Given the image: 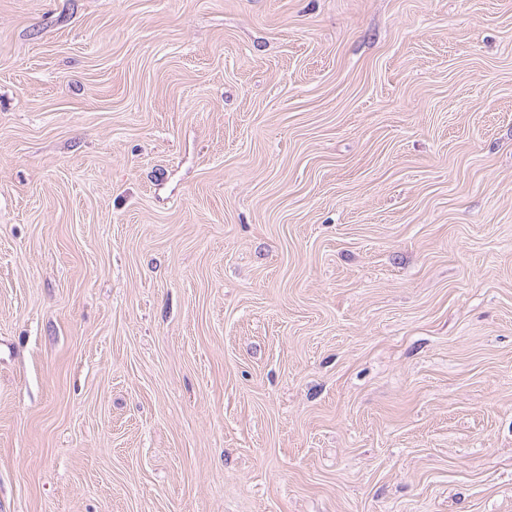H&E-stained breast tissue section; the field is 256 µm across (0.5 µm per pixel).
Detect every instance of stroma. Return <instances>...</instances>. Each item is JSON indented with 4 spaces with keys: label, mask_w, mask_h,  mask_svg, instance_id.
Here are the masks:
<instances>
[{
    "label": "stroma",
    "mask_w": 512,
    "mask_h": 512,
    "mask_svg": "<svg viewBox=\"0 0 512 512\" xmlns=\"http://www.w3.org/2000/svg\"><path fill=\"white\" fill-rule=\"evenodd\" d=\"M0 512H512V0H0Z\"/></svg>",
    "instance_id": "1"
}]
</instances>
